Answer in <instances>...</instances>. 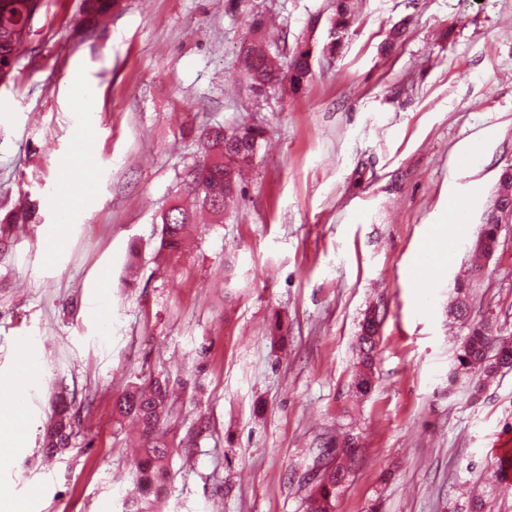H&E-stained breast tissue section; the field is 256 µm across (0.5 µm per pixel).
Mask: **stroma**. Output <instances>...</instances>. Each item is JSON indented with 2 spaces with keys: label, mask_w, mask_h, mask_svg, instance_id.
<instances>
[{
  "label": "stroma",
  "mask_w": 512,
  "mask_h": 512,
  "mask_svg": "<svg viewBox=\"0 0 512 512\" xmlns=\"http://www.w3.org/2000/svg\"><path fill=\"white\" fill-rule=\"evenodd\" d=\"M80 4L42 0L0 84V383L36 368L19 376L28 431L0 457V512H122L135 430L113 402L131 382L189 377L203 345V385L181 391L168 426L210 429L172 454L158 512H304L312 449L345 431L359 463L336 512L375 499L382 512H457L472 494L512 512V483L492 479L512 438V371L480 391L456 377L465 329L449 311L512 165V0H358L307 84L260 95L241 43L319 48L335 0H121L84 40ZM77 81L97 111H81ZM214 122L263 128L258 161L223 223L198 224L184 254L160 261V214L195 156L188 129ZM79 144L97 162L94 203L59 254L48 228ZM452 200L465 223H449ZM437 234L455 255L435 256L422 294L404 271ZM369 308L382 322L377 382L358 398ZM470 318L512 334V224L470 290ZM63 385L75 435L49 460Z\"/></svg>",
  "instance_id": "1"
}]
</instances>
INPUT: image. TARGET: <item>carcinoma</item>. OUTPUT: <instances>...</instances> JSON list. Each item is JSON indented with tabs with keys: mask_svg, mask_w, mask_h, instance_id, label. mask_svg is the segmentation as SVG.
<instances>
[{
	"mask_svg": "<svg viewBox=\"0 0 512 512\" xmlns=\"http://www.w3.org/2000/svg\"><path fill=\"white\" fill-rule=\"evenodd\" d=\"M117 0H83L82 26L96 30L101 21L112 13ZM37 8L34 0H0V65L16 61L30 19ZM355 17L354 0H336V13L330 22L331 41L323 50L333 51L351 27ZM313 49L298 43L291 54L279 59L270 49L253 41L240 52L246 69L250 90L255 94L288 79L289 88L296 92L311 75ZM265 139L264 129L252 125L226 126L214 123L203 128L196 136L200 155L182 176L178 203L161 214L160 243L157 255L174 257L188 247L200 211L208 212L216 223L224 219L244 195L243 173L249 169ZM454 300L450 312L463 319L468 315V283L458 282L454 287ZM493 326L487 320L470 323L459 345L455 363L457 373L473 374L481 383L497 376L501 370L512 369V340L500 339L495 348L488 347ZM379 343L377 323L364 317L357 336V365L354 378L375 374V357ZM182 381L168 376L152 377L144 383H132L114 402V413L120 417H133L140 428L142 457L136 464L133 484L137 494L127 499L124 512H154L155 504L168 483L169 461L173 453L164 424L172 415L176 389ZM75 416L67 395L60 393L57 404L44 430L42 453L54 457L69 447L73 435ZM342 454L355 463L356 436L343 433L324 444L315 457L321 463V474L306 498V512H336V498L346 477L347 468L337 473L333 463Z\"/></svg>",
	"mask_w": 512,
	"mask_h": 512,
	"instance_id": "cac0c4a2",
	"label": "carcinoma"
}]
</instances>
